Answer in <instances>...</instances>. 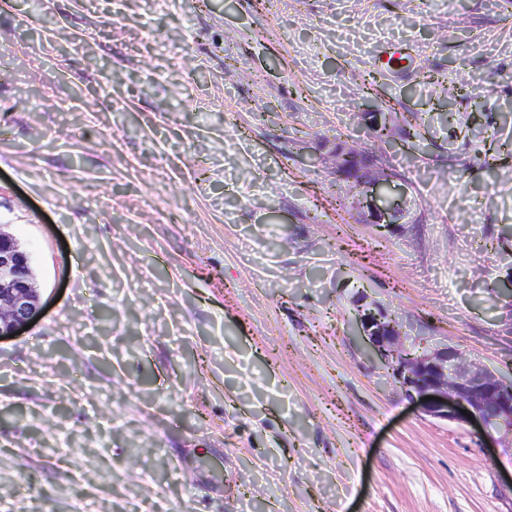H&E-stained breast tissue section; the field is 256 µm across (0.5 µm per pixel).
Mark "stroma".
<instances>
[{"label":"stroma","mask_w":512,"mask_h":512,"mask_svg":"<svg viewBox=\"0 0 512 512\" xmlns=\"http://www.w3.org/2000/svg\"><path fill=\"white\" fill-rule=\"evenodd\" d=\"M506 142L512 0H0V229L44 306L0 341V512H512V438L351 337L377 307L512 381ZM338 146L391 174L386 234Z\"/></svg>","instance_id":"35a3bbf8"}]
</instances>
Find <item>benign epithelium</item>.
<instances>
[{"instance_id": "1", "label": "benign epithelium", "mask_w": 512, "mask_h": 512, "mask_svg": "<svg viewBox=\"0 0 512 512\" xmlns=\"http://www.w3.org/2000/svg\"><path fill=\"white\" fill-rule=\"evenodd\" d=\"M41 310L29 253L0 231V340L18 335ZM357 335L368 355L382 361L426 413L467 423L492 442L497 433L512 435L511 383L479 368L456 370V352L446 345L410 353L402 324L382 312L362 315Z\"/></svg>"}]
</instances>
